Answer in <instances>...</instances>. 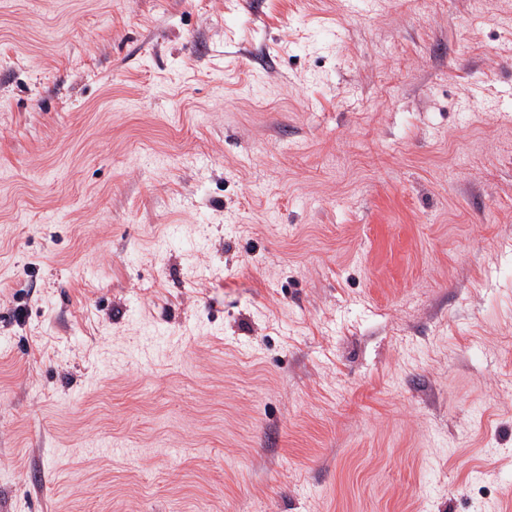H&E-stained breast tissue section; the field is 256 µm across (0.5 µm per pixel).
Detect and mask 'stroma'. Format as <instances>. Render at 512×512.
Returning a JSON list of instances; mask_svg holds the SVG:
<instances>
[{"label":"stroma","mask_w":512,"mask_h":512,"mask_svg":"<svg viewBox=\"0 0 512 512\" xmlns=\"http://www.w3.org/2000/svg\"><path fill=\"white\" fill-rule=\"evenodd\" d=\"M512 0H0V512H512Z\"/></svg>","instance_id":"1"}]
</instances>
